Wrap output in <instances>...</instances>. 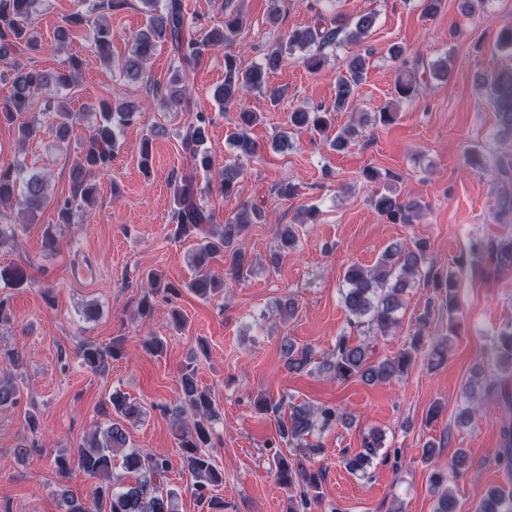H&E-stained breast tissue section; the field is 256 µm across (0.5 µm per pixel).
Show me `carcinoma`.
I'll list each match as a JSON object with an SVG mask.
<instances>
[{"label":"carcinoma","instance_id":"cac0c4a2","mask_svg":"<svg viewBox=\"0 0 512 512\" xmlns=\"http://www.w3.org/2000/svg\"><path fill=\"white\" fill-rule=\"evenodd\" d=\"M148 7L147 25L132 37L131 48L118 65L131 82L138 83L147 78V65L156 46L169 44L178 61L167 84L168 102L184 107L191 113V120L181 139V148L192 161V170L177 174L173 179L174 224L169 236L179 240L192 233L197 235V244L191 256L195 270L192 280L176 285L166 281L155 271L146 274L147 289L138 303V314L150 315L153 301L159 295L173 301L186 289L201 298L217 293L223 282L217 280L210 269L217 255L224 257L225 274L239 281L250 272L252 261L238 246L239 239L252 224L265 220L264 212L242 205L239 212L216 223L215 214L200 204L202 187L197 182V172L214 170V160L205 148L207 127L211 124L209 113L199 109L193 102L189 84L190 74L200 65L208 52L222 47L231 37L241 31L245 16L233 0H224V24L201 26L191 29L192 22L186 16L182 0H141ZM37 0H0V67L10 72L9 96L0 99V121L12 123L17 116L27 111L36 97L50 87L69 89L78 82L84 60L71 55L64 69L51 75L21 65L17 56L24 51L38 53L41 46L31 37L29 20L36 11ZM127 0H99L97 18L75 11L64 19L57 31V40L64 41L71 32L84 33L100 60L112 62V27L104 22L106 14L121 9ZM376 16L372 12L358 15L353 22L336 16L329 20L317 15L313 25L288 33L286 39L276 43L264 56L261 63L242 67L236 54L224 53V83L214 91L215 100L226 107L237 102L245 91L256 90L277 104L284 90L268 83L269 75L281 68L286 56L296 50L306 54L299 62L310 72L320 71L327 62L325 49L339 47L344 43L360 44L374 27ZM368 68L366 56L355 52L347 59L345 70L336 75L335 109H348L354 104L355 88L362 82ZM420 67L405 68L397 74L395 92L397 100H413L419 91ZM430 76L446 81L451 74L448 58H440L429 66ZM486 94L496 112L498 121L512 138V69L501 70L486 81ZM98 120L92 127L83 150L70 165V193L54 200L47 193L45 176L30 172L14 162L0 164V207L16 206L28 218L34 217L47 205H54L57 223H72L75 213L90 205L96 195L98 176L112 167L116 151V128L132 126L139 122L141 112L137 106L112 107V103L101 99L92 105ZM50 127L60 144L69 140L73 126L83 113L72 111L65 102L58 101L48 108ZM240 133L232 140L236 161L224 165L218 173L224 197L238 195L240 168L238 160L253 157L257 148L246 135L245 128L257 120V114L247 110L238 112ZM333 111L316 108H298L290 113V124L307 128L320 134L331 130ZM354 126L349 125L336 133L330 141L332 148L343 151L355 135ZM470 165L493 171L499 185L496 196V213L504 224H512V149L486 155L473 151L468 157ZM370 203L376 212L391 224H414L426 210V204L411 195H399L393 189L375 191ZM299 234L291 224L282 226L276 235L271 265H276L280 256L296 250ZM428 241L420 238L410 242L390 244L372 266L353 262L343 273L342 299L351 324L368 327L373 336H389L400 326L398 313L404 306V296L417 285L432 289L423 311L416 318L415 330L408 345L392 356L377 362L371 361L369 343H351L347 336L336 338L334 348L319 362L321 372L338 382L358 378L367 384L386 383L401 379L416 361L435 312L448 317L447 332L436 340L430 358L443 359L448 350V337L458 327L460 276L470 272L486 278L512 270V236L474 237L459 255L455 269L440 270L428 259ZM0 281L14 288H27L32 281L21 265L0 266ZM494 363L498 371L512 377V322L503 325L493 341ZM281 353L290 372H303L314 363V351L309 346H297L284 340ZM79 354L90 370H104L109 361L121 356L117 346L101 347L86 343L79 347ZM501 379L485 373L478 364L472 370L467 389L463 395L464 408L457 422L465 426L471 421V412L490 397L500 393ZM20 395L18 385L10 378L0 379V407L17 403ZM112 406L117 418L101 432H95L79 446L78 468L87 477L97 480L92 500L78 498L67 486H62L60 500L65 512H176L177 492L169 488L168 473L172 462L169 456L160 453H143L128 447L125 422L138 419L143 413L140 403L119 393L112 395ZM176 426L180 428L179 455L181 467L194 479V494L200 503L213 504L212 491L222 483L221 472L214 464L208 449L213 447L212 421L215 409L210 394L198 388L194 371L181 376L180 397L177 403L167 408ZM345 420V415L334 406L311 407L305 404L289 405L287 419L281 421L278 439L273 447L281 444L302 447L308 436L315 431L326 430ZM502 450L495 463L505 475L512 474V422L501 427ZM382 448L381 436L371 432L362 438L361 451L343 457L345 468L354 474H366L373 460L379 457ZM121 455L122 466L134 474V483L122 484L112 473V459ZM467 454L459 449L448 467H433L429 481L438 494L435 512H458L457 500L448 486L466 468ZM277 477L281 484L297 490L288 498V512H307L311 501L320 497L323 480L322 469L308 468L298 463L288 467L284 459L277 460ZM476 512H512V496L498 487L481 492Z\"/></svg>","mask_w":512,"mask_h":512}]
</instances>
